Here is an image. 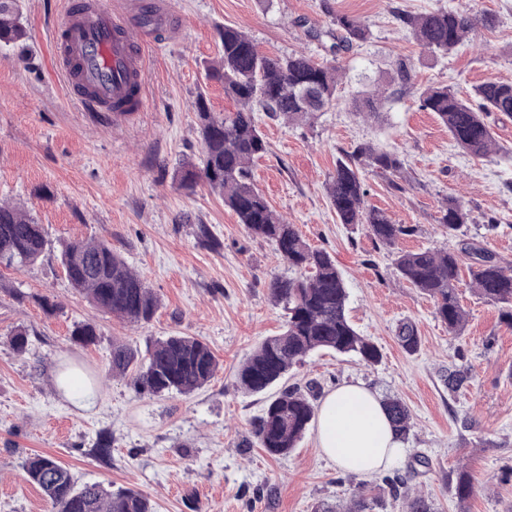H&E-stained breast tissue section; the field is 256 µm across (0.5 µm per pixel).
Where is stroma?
<instances>
[{
  "mask_svg": "<svg viewBox=\"0 0 512 512\" xmlns=\"http://www.w3.org/2000/svg\"><path fill=\"white\" fill-rule=\"evenodd\" d=\"M70 0H21L27 39L0 46V201L22 207L42 224L44 256L19 269L0 267V512H49L23 465L34 454L66 466L77 484L100 482L147 495L156 512H315L345 506L355 495L381 496L373 512H405L407 498L423 496L434 512H512V327L500 308L461 287L467 317L450 334L427 296L400 279L395 250L460 248L462 241L512 267V117L490 114L497 153L464 154L447 128L419 110L417 96L446 85L472 98L475 86L512 82V0H159L166 22L146 50V111L120 124L82 111L68 96L52 58L54 22ZM437 8L490 16L470 41L447 56L423 52L395 14ZM348 15L370 36L332 55L328 30ZM235 25L271 55L302 51L315 61L339 62L343 77L328 111L306 123L259 115L266 153L253 166L254 183L270 206L294 224L312 247L336 260L348 292L347 313L357 331L379 348L367 364L327 350L310 353L283 380L315 385L320 395L364 382L379 396L399 398L411 415L407 454L390 471L398 495L381 492V475L338 471L308 429L297 448L270 456L252 445V423L269 394H247L236 372L266 339L281 332L284 316L270 282L288 276L267 239L250 234L205 183L181 186L184 163L198 161L203 138L198 96L212 111L233 109L206 68L222 52L219 30ZM414 67L415 85L357 115L362 85L386 87L399 61ZM374 143L396 153L402 168L388 179L364 172L368 205L398 224L415 225L396 247L376 242L364 227L338 223L326 186L343 153ZM469 211L466 237H448L439 223L448 196ZM207 226L213 243L199 239ZM107 242L139 272L159 300L151 322L129 326L90 305L68 283L60 263L63 241ZM59 312L46 314L40 297ZM412 322L420 348L399 344L400 323ZM96 326L99 340L71 342L75 323ZM29 331L31 352L21 357L4 338ZM207 342L219 360L211 382L189 395L155 397L113 376V341L145 349L171 335ZM467 373L448 392L445 370ZM77 372L94 397L84 404L58 382ZM112 437L110 462L94 447ZM475 490L455 494L458 470Z\"/></svg>",
  "mask_w": 512,
  "mask_h": 512,
  "instance_id": "obj_1",
  "label": "stroma"
}]
</instances>
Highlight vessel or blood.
Here are the masks:
<instances>
[{
    "label": "vessel or blood",
    "mask_w": 512,
    "mask_h": 512,
    "mask_svg": "<svg viewBox=\"0 0 512 512\" xmlns=\"http://www.w3.org/2000/svg\"><path fill=\"white\" fill-rule=\"evenodd\" d=\"M151 41V32L131 25L123 10L85 0L81 10L65 11L54 30L55 66L84 111L121 119L147 107L144 49Z\"/></svg>",
    "instance_id": "obj_1"
}]
</instances>
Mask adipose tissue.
I'll return each instance as SVG.
<instances>
[{
	"mask_svg": "<svg viewBox=\"0 0 512 512\" xmlns=\"http://www.w3.org/2000/svg\"><path fill=\"white\" fill-rule=\"evenodd\" d=\"M316 440L337 469L366 478L398 467L406 449L379 395L364 384H347L320 403Z\"/></svg>",
	"mask_w": 512,
	"mask_h": 512,
	"instance_id": "adipose-tissue-1",
	"label": "adipose tissue"
}]
</instances>
